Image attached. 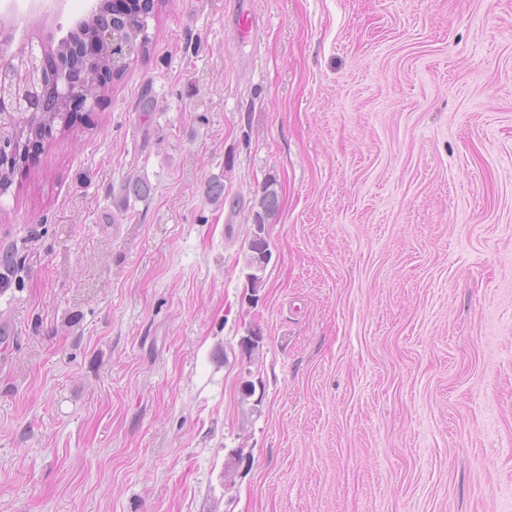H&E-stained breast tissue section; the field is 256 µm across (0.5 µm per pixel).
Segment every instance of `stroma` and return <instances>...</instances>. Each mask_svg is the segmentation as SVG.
Masks as SVG:
<instances>
[{
  "label": "stroma",
  "mask_w": 512,
  "mask_h": 512,
  "mask_svg": "<svg viewBox=\"0 0 512 512\" xmlns=\"http://www.w3.org/2000/svg\"><path fill=\"white\" fill-rule=\"evenodd\" d=\"M148 33L0 195V512H512V0Z\"/></svg>",
  "instance_id": "obj_1"
}]
</instances>
